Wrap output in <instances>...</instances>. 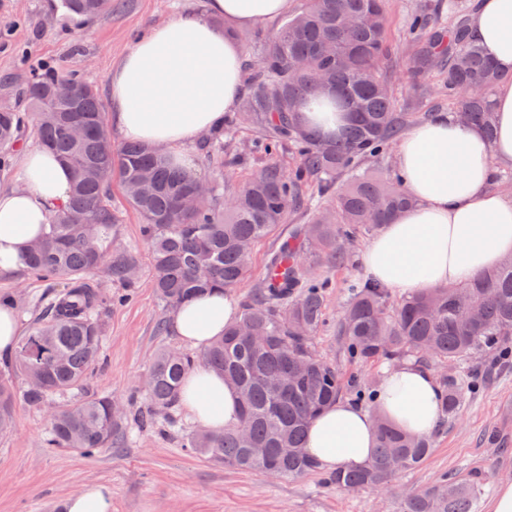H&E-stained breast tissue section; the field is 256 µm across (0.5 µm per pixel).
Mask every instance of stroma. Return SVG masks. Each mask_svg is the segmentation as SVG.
<instances>
[{
	"label": "stroma",
	"instance_id": "1",
	"mask_svg": "<svg viewBox=\"0 0 512 512\" xmlns=\"http://www.w3.org/2000/svg\"><path fill=\"white\" fill-rule=\"evenodd\" d=\"M434 2H387L392 48L387 76L403 107H414L424 88L409 67L412 47L403 32L412 14L432 11ZM207 9L208 0H115L111 14L82 22L64 13L58 0H0V102L25 80L31 60L62 64L69 73L93 82L99 93H106L112 67L150 28ZM257 138L251 128L238 129L225 142L219 161L205 158L198 144L190 152L198 157L201 174L222 175L224 193L229 196L267 164L265 154L254 147ZM111 195L119 216L111 248L135 253L138 275L130 288L103 272L94 277L113 303L101 357L89 384L133 412L139 404L129 395L143 382L157 351L178 350L182 344L171 333H155L162 310L152 287L140 218L128 205L119 182H112ZM310 220V213H289L272 236L254 247L245 281L231 292L236 302H243L262 279L269 254L297 225ZM370 240V235H362L346 244L344 261L325 259L320 264L333 286L325 301L327 325L316 336L314 348L347 380L343 398L351 402L357 401L359 391L375 386L388 369L384 363L348 361L336 334L347 286L363 277L361 258ZM48 287V282L33 276L0 274V296L19 298L16 312L24 329L38 315ZM128 289L132 300L121 301ZM175 416L176 426L162 423L133 431L125 447L102 448L86 457L73 449L42 447L47 410L18 405L12 427L0 433V512H67L68 498L90 484L111 491L112 512H395L398 492L422 490L444 477L465 479L476 472L482 474L484 486L476 496L475 512H489L499 482L512 480L511 365H493L490 377L468 396L462 412L441 418L428 460L396 475L387 490L352 492L324 487L317 475L284 480L226 467L188 451L184 441L199 423L180 407Z\"/></svg>",
	"mask_w": 512,
	"mask_h": 512
}]
</instances>
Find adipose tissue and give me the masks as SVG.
Segmentation results:
<instances>
[{"label":"adipose tissue","instance_id":"1","mask_svg":"<svg viewBox=\"0 0 512 512\" xmlns=\"http://www.w3.org/2000/svg\"><path fill=\"white\" fill-rule=\"evenodd\" d=\"M288 0H210L208 15L177 17L153 27L109 74L112 120L122 141H139L180 160L222 126L242 91V45L210 23L224 16L246 28L285 12ZM471 27L487 57L512 73V0H479ZM300 120L321 136L341 134L346 115L332 93H317ZM496 138L444 113L409 129L396 149V169L413 208L398 215L366 247V276L404 293L464 283L512 255V199L492 191L498 165H512V82L495 94ZM20 188L0 189V271L16 269L30 244L48 230L52 210L70 191L71 172L40 147L19 160ZM239 318L229 294L210 293L174 309L173 329L193 349L208 346ZM443 393L431 372L410 363L386 371L374 409L336 401L318 413L306 448L331 470L367 463L376 446L374 413L415 436L437 428ZM181 403L209 429L238 424L239 397L223 378L198 366L187 375Z\"/></svg>","mask_w":512,"mask_h":512}]
</instances>
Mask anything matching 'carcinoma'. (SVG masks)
Returning a JSON list of instances; mask_svg holds the SVG:
<instances>
[{
    "label": "carcinoma",
    "mask_w": 512,
    "mask_h": 512,
    "mask_svg": "<svg viewBox=\"0 0 512 512\" xmlns=\"http://www.w3.org/2000/svg\"><path fill=\"white\" fill-rule=\"evenodd\" d=\"M64 12L90 20L112 12L113 0H59ZM470 8L448 0L429 16L414 14L404 39L414 53L418 78H436L448 111L480 126L494 138L496 87L508 75L470 37ZM386 0H305L260 49L235 124L263 133L258 147L269 159L264 170L228 200L224 183L195 168L179 166L160 149L128 142L114 149L97 87L58 65L31 68L0 104V170L34 120L42 148L68 166L70 197L56 206L48 233L23 259L22 271L51 284L63 283L45 305L44 317L19 346L0 355V432L11 427L17 403L53 406L45 448H73L87 456L125 445L130 430L154 427L157 414L179 404L188 372L199 364L224 377L240 397V422L233 429L190 435L194 453L247 472L293 478L320 465L305 448L309 423L344 392L336 367L315 354L312 339L326 326L325 300L332 282L317 266L325 256L344 258L342 245L375 232L415 201L395 173L361 169L367 157H385L400 132L424 118L395 103L384 75L390 56ZM61 82L84 88L78 102L56 95ZM319 90L336 93V107L350 113L342 138L328 141L302 129L297 112ZM233 127L218 128L203 148L222 149ZM290 144L297 163L284 171L277 162ZM118 178L128 204L140 215L149 250L153 288L171 311L207 290H232L246 279L252 248L269 237L294 209L317 213L293 231L267 261L266 275L243 304L240 320L224 328L198 355L162 349L137 390L147 414L113 415L112 397L84 390L98 363L105 314L112 299L92 287L90 275L132 284L137 258L114 253L108 244L118 222L109 182ZM343 354L351 361L406 359L437 364L497 352L508 363L512 350V257L496 269L456 286L406 294L389 306L386 290L353 282L336 323ZM479 376L464 383L444 375L442 413L456 416ZM377 444L365 465L325 478L348 491L386 486L403 470L423 464L432 452L428 437L408 434L375 416ZM481 478L443 479L406 493L398 512H473Z\"/></svg>",
    "instance_id": "carcinoma-1"
}]
</instances>
